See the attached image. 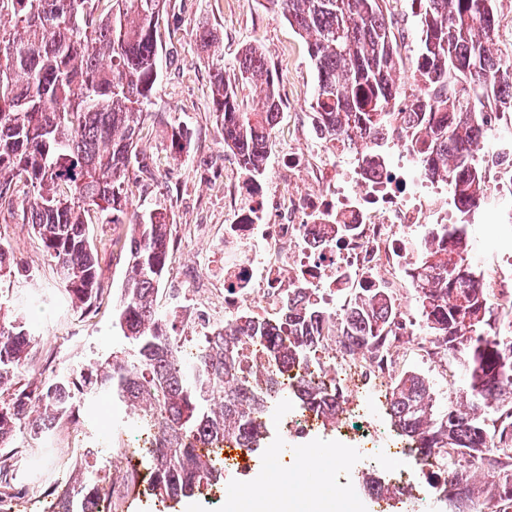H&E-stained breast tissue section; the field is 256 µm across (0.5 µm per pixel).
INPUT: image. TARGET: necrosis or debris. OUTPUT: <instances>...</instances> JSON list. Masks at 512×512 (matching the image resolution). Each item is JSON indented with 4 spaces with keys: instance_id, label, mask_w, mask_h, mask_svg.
I'll return each instance as SVG.
<instances>
[{
    "instance_id": "4bbe7bcc",
    "label": "necrosis or debris",
    "mask_w": 512,
    "mask_h": 512,
    "mask_svg": "<svg viewBox=\"0 0 512 512\" xmlns=\"http://www.w3.org/2000/svg\"><path fill=\"white\" fill-rule=\"evenodd\" d=\"M289 177L305 176L308 189L290 194L277 222L269 184L242 183L233 193V219L224 227L223 241L214 243L224 255L223 288H196L177 310L192 321L195 335L227 325L239 310L252 307L273 321L285 292L311 288L321 305L336 310L348 303L350 290L385 288L401 298L415 261L411 245L431 224H452L457 207L439 179L429 177L415 153L399 152L395 168L377 164L359 149L313 143L303 151L289 150L284 169ZM336 216L351 225L338 242L325 241L321 215ZM435 359L429 338L398 342L389 355L368 351L334 353V365L347 373L345 407L356 415L353 431L341 433L333 453L338 463L360 458L365 470L384 474L391 512H405L402 470L392 467L394 453L382 436L378 420L360 410L361 390L378 393L392 381L406 355Z\"/></svg>"
}]
</instances>
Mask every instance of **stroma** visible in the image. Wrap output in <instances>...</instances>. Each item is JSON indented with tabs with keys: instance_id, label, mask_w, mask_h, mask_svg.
Returning <instances> with one entry per match:
<instances>
[{
	"instance_id": "stroma-1",
	"label": "stroma",
	"mask_w": 512,
	"mask_h": 512,
	"mask_svg": "<svg viewBox=\"0 0 512 512\" xmlns=\"http://www.w3.org/2000/svg\"><path fill=\"white\" fill-rule=\"evenodd\" d=\"M399 31L400 78L406 93L420 49V32L413 15H395ZM208 25L218 39L213 54L202 53L195 40L199 25ZM159 76L139 147L152 171L138 175L137 201L144 208L162 207L172 226V262L160 287L157 304L169 312L189 286L187 266L198 272L218 262L209 241L223 239L224 184L244 181L235 155L224 146V134L212 112L211 58L224 61V77L235 82L242 49H264L275 72L284 106L269 140V156L289 147L304 148L313 127L310 102L317 83L308 45L275 8L271 0H167L160 29ZM188 135L183 152L170 149L173 128ZM129 231L123 215L95 213L88 226L97 254L98 294L88 307L73 305L46 257L31 225L0 213V243L9 246L29 270L26 279H0V317L21 318L37 339L25 368L16 377L18 388L41 387L48 375L75 376L131 346L112 326L121 297L128 259L113 246ZM472 245L469 262L475 270L487 264L512 266V223L497 224L481 216L466 219ZM73 416L60 420L44 437L26 433L0 447V499L16 504V512H44L55 490L79 483L102 488L112 484V451L123 444L126 415L122 408L91 411L85 394L75 396ZM96 444L97 455L84 452Z\"/></svg>"
}]
</instances>
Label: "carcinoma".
Segmentation results:
<instances>
[{"label": "carcinoma", "mask_w": 512, "mask_h": 512, "mask_svg": "<svg viewBox=\"0 0 512 512\" xmlns=\"http://www.w3.org/2000/svg\"><path fill=\"white\" fill-rule=\"evenodd\" d=\"M400 0H273L308 43L317 71L313 124L332 144H359L378 160L391 141L416 153L424 171L448 182L459 211L486 198L479 148L488 115L512 117V59L488 45L498 35L502 0H409L420 32L413 71L418 92L393 79L400 66L393 4ZM165 0H0V211L32 225L71 301L88 305L98 289L89 242L90 213L130 214L122 249L129 274L115 327L132 351L112 354L80 373L85 394L100 393L144 414L150 495L167 502L202 495L224 473L200 448L233 441L256 443L277 402L282 381L269 369L241 364L238 344L258 337L274 365L300 361L317 368L323 331L345 352L385 355L407 335L395 300L384 288L362 292L333 313L300 291L287 297L274 323L244 312L224 329L197 339L186 362L175 320L156 296L172 260L166 213L133 207L130 172L143 170L139 135L144 107L158 79L159 28ZM243 84L265 88L251 111L241 110L238 87L212 65L213 112L224 146L249 175L263 170L282 101L264 51L239 58ZM409 271L424 335L459 358L465 402L440 408L427 377L406 371L392 381L389 415L431 465L452 449L459 470L442 483L448 512L461 498L469 512L484 498L495 512H512V318L494 312L467 262L463 224H433L415 243ZM0 244V277L26 275ZM288 330V345L281 330ZM34 342L14 320H0V390H10ZM69 377L37 391L16 390L0 404V445L25 427L49 433L74 408ZM293 398L324 422L343 413L339 388L299 385ZM54 512H100L99 488L78 485L51 502Z\"/></svg>", "instance_id": "cac0c4a2"}]
</instances>
